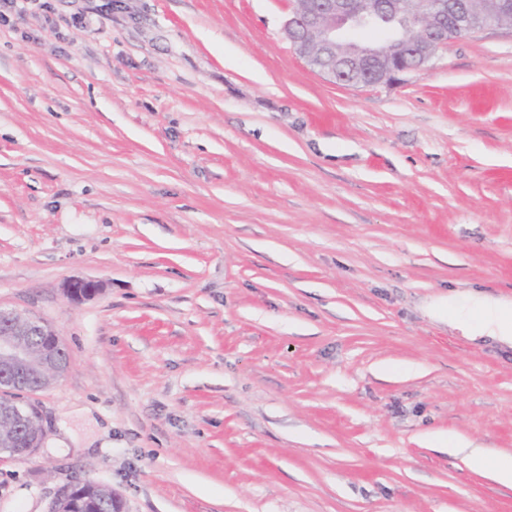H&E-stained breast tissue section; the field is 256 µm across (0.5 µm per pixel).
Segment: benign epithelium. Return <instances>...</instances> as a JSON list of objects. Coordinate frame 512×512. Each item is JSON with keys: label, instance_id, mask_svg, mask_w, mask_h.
Masks as SVG:
<instances>
[{"label": "benign epithelium", "instance_id": "7a95c632", "mask_svg": "<svg viewBox=\"0 0 512 512\" xmlns=\"http://www.w3.org/2000/svg\"><path fill=\"white\" fill-rule=\"evenodd\" d=\"M468 0H421L412 14L405 0H294L284 25L293 49L334 81L358 86L388 82L428 64L437 50L454 38L512 17V0H494L485 13H475ZM93 281L67 285L71 297L95 292ZM5 338H0V382L25 379L33 391L46 388L43 375L63 373L69 357L60 336L44 322L16 312L0 311ZM36 336L50 337L40 358L31 353ZM0 424L24 429L40 445L44 432L37 415L25 409L0 411Z\"/></svg>", "mask_w": 512, "mask_h": 512}]
</instances>
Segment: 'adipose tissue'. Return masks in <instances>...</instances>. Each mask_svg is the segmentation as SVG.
<instances>
[{
  "mask_svg": "<svg viewBox=\"0 0 512 512\" xmlns=\"http://www.w3.org/2000/svg\"><path fill=\"white\" fill-rule=\"evenodd\" d=\"M430 315L461 335L492 337L512 347V298L492 295L443 296L428 305Z\"/></svg>",
  "mask_w": 512,
  "mask_h": 512,
  "instance_id": "ef3b65f1",
  "label": "adipose tissue"
}]
</instances>
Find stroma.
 <instances>
[{
	"mask_svg": "<svg viewBox=\"0 0 512 512\" xmlns=\"http://www.w3.org/2000/svg\"><path fill=\"white\" fill-rule=\"evenodd\" d=\"M291 7L0 25V309L69 355L23 395L45 441L0 453V512L88 479L124 512H512L467 450L512 452V348L425 311L512 296V26L351 87Z\"/></svg>",
	"mask_w": 512,
	"mask_h": 512,
	"instance_id": "obj_1",
	"label": "stroma"
}]
</instances>
